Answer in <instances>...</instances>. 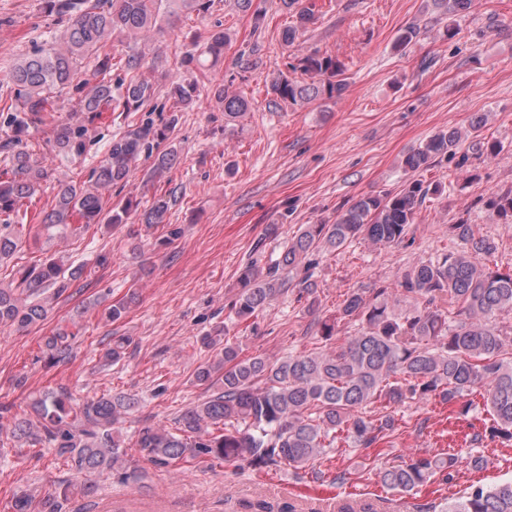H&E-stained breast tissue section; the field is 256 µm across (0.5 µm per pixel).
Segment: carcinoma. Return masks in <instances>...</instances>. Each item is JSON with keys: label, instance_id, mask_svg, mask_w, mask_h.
I'll return each mask as SVG.
<instances>
[{"label": "carcinoma", "instance_id": "carcinoma-1", "mask_svg": "<svg viewBox=\"0 0 512 512\" xmlns=\"http://www.w3.org/2000/svg\"><path fill=\"white\" fill-rule=\"evenodd\" d=\"M52 12L68 17L59 43L37 49L19 58L7 76L17 86L11 103L0 107V124L14 131L3 144L10 150L9 167L0 172V260L18 249L19 237L12 224L20 202L32 196L47 177L42 162L25 149L23 136L53 110L54 95L76 97L73 109L92 123L103 112H138L154 98V83L142 75L150 68L143 53L127 55L124 68L129 79L112 80L113 37L148 40L158 24L163 0H45ZM239 11L252 15L255 27L264 20V9L255 0H234ZM286 10H296L295 24L286 28L282 40L294 43L314 18L315 3L279 0ZM419 31L403 29L394 47L408 52ZM230 34L211 33L198 56L173 55L177 68L205 57L212 62L224 58ZM94 57L90 77L78 76V62ZM292 69L305 79L296 80L281 72L268 91L281 101L302 105L340 96L345 90L346 66L337 57L314 52L301 58ZM212 99L229 122L248 108L247 98L219 83L210 87ZM196 79L170 80V111L191 107L200 99ZM178 122L173 115L160 128L147 124L112 137L104 159L93 172L95 190L76 182L59 186L56 204L45 218L49 227L71 233L92 224H123L138 209L127 198L115 207L103 206L99 190L124 187L141 157L153 159L151 175L161 177L176 164L178 152L171 146L157 154L154 147L169 139ZM485 118L476 116L470 131L448 126L440 129L403 159L406 172L417 173L433 166L441 157L456 154L463 140L480 136ZM87 127L63 124L55 142L68 155L85 150ZM443 192L441 184L423 186L408 181L395 193L363 196L336 215L332 224H308L295 236L280 259L267 271L251 264L242 271L241 290L234 303L236 315L247 319L276 295L291 287L282 278L318 248L339 250L354 241L386 247L403 241L415 222L418 206L428 195ZM489 206L500 217H512V190L490 197ZM168 203L158 198L142 214L145 224H162ZM459 249L444 252L426 262L411 265L396 287L375 289V296L353 291L336 314L317 322L314 347L276 361L262 356L244 358L238 345L222 339L224 330L215 328L200 338L212 352L194 373V383L211 391L202 403L176 419V431L145 425L137 431L134 448L157 468H176L186 458L208 465L245 463L263 471L281 466L302 469L314 465L343 441L356 450L376 447L394 431V413L411 403L432 399L455 406L465 416L477 409L466 399L481 389L483 410L491 416L484 432L471 442L485 439L512 442V325L500 321L512 315V267L502 270L489 265L497 247L465 222L449 226ZM83 266L72 267L57 258L23 266L16 271L15 286L0 287V325L24 328L43 322L49 308L41 299L51 290L63 296L81 278ZM409 297L414 307L399 312L400 299ZM137 299V287L129 297L103 310L105 320L115 323ZM448 301V310L438 304ZM354 327V333L336 336L339 323ZM75 333L65 326L45 338L44 346L53 363L69 360ZM130 338L118 336L105 357L120 362ZM380 402L389 412L373 416L367 408ZM139 405L127 395H102L78 402L65 387L46 393L32 403V413L11 414L12 406L0 405V418L11 416V439L31 447L53 448L71 463L78 474L112 471L126 482H138L142 471L129 463L124 441L116 430L121 415ZM459 465L455 452L412 457L380 472L387 489L412 494L437 474L453 479ZM79 488L59 485L40 500L39 512H65L69 496ZM432 512H512V480L493 486L471 485L459 497L432 506Z\"/></svg>", "mask_w": 512, "mask_h": 512}]
</instances>
